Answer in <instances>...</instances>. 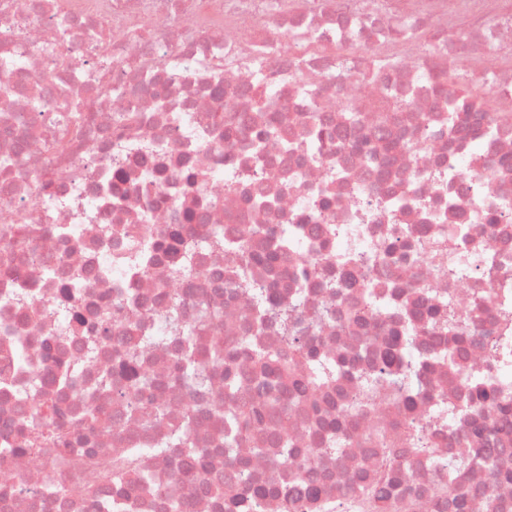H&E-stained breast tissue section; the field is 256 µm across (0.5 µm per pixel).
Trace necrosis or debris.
I'll return each instance as SVG.
<instances>
[{
    "label": "necrosis or debris",
    "mask_w": 512,
    "mask_h": 512,
    "mask_svg": "<svg viewBox=\"0 0 512 512\" xmlns=\"http://www.w3.org/2000/svg\"><path fill=\"white\" fill-rule=\"evenodd\" d=\"M429 43L440 62H464L490 111L448 112L428 85ZM409 97L414 106L401 109ZM62 103L80 108L78 130L63 132ZM349 110L366 115L363 128L307 149L314 125L335 132ZM272 129L288 149L261 148ZM258 197L274 205L254 250L287 229L296 244L245 267L237 217ZM211 226L223 229L224 250L199 245L178 267L134 272L139 251L172 229L199 239ZM401 244L410 255L388 258ZM237 269L270 304L293 309L332 373L313 388L308 364L296 366L287 412L261 413L237 449L245 474L232 479L214 449L224 374L201 390L176 385L178 348L163 337L172 315L193 322L214 305L219 321L193 340L199 362L223 343L246 378L251 346L287 350L279 319L256 321L251 299L226 287ZM449 308L475 326L472 339L430 327L428 313ZM406 330L423 359L412 402L357 376L402 347ZM90 334L104 338L93 353ZM120 343L137 345V371L157 383L144 402L166 417L153 425L96 389ZM476 378L502 394L483 410L482 430L460 419ZM45 397L95 437L94 451L19 446L24 431L58 429L39 406ZM191 411L189 436L208 451L195 464L165 445ZM506 415L512 0H0V512H99L97 499L115 493L113 473L144 462L141 448L154 451L144 463L155 488L128 482L123 512H166L176 489L185 512H223L213 476L238 495L301 477L320 495L296 512H379L357 488L394 459L409 469L397 496L406 512H512V429L498 427ZM426 418L431 448L460 470L455 488L412 451L405 425ZM331 421L342 449L316 455ZM274 436L295 449L280 465L262 453ZM486 448L501 451L491 470L470 462Z\"/></svg>",
    "instance_id": "1"
}]
</instances>
